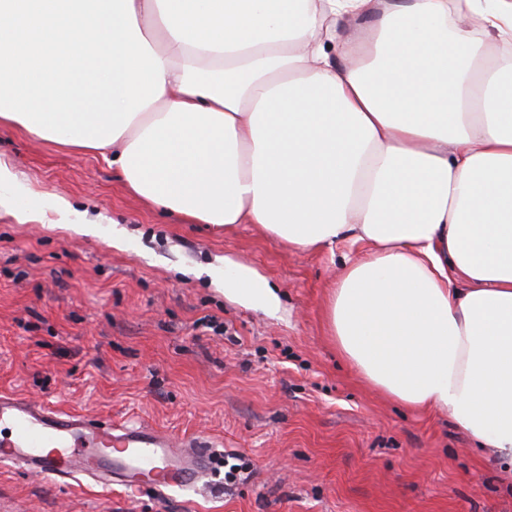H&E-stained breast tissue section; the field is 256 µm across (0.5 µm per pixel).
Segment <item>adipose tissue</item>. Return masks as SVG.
<instances>
[{
	"mask_svg": "<svg viewBox=\"0 0 512 512\" xmlns=\"http://www.w3.org/2000/svg\"><path fill=\"white\" fill-rule=\"evenodd\" d=\"M0 124L187 223L369 247L338 348L512 467V0H0Z\"/></svg>",
	"mask_w": 512,
	"mask_h": 512,
	"instance_id": "obj_1",
	"label": "adipose tissue"
}]
</instances>
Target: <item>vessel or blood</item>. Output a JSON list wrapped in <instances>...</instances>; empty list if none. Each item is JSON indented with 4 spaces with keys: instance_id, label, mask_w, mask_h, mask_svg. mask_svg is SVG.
<instances>
[{
    "instance_id": "b4317fda",
    "label": "vessel or blood",
    "mask_w": 512,
    "mask_h": 512,
    "mask_svg": "<svg viewBox=\"0 0 512 512\" xmlns=\"http://www.w3.org/2000/svg\"><path fill=\"white\" fill-rule=\"evenodd\" d=\"M0 459L56 478L116 481L131 491L193 490L210 459L199 439L148 425L112 426L0 393Z\"/></svg>"
}]
</instances>
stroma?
Listing matches in <instances>:
<instances>
[{"instance_id": "obj_1", "label": "stroma", "mask_w": 512, "mask_h": 512, "mask_svg": "<svg viewBox=\"0 0 512 512\" xmlns=\"http://www.w3.org/2000/svg\"><path fill=\"white\" fill-rule=\"evenodd\" d=\"M0 159L19 177L0 186V392L203 438L215 464L200 490L137 494L0 463V512H512L507 466L367 385L328 336L327 287L363 247L183 223L102 157L16 127ZM87 218L94 234L72 229ZM241 266L276 309L235 293Z\"/></svg>"}]
</instances>
